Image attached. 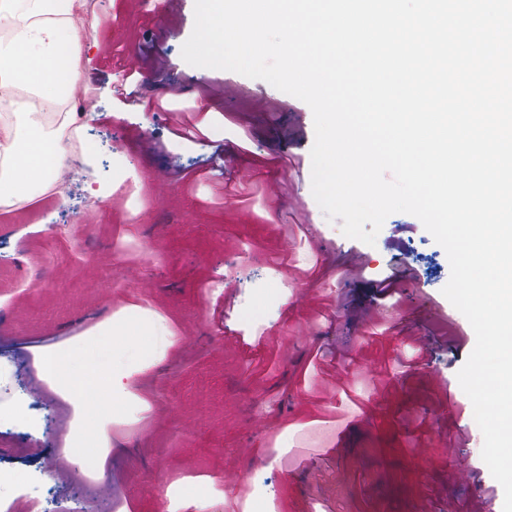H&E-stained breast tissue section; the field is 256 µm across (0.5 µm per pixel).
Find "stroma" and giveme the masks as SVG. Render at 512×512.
<instances>
[{
  "label": "stroma",
  "instance_id": "1",
  "mask_svg": "<svg viewBox=\"0 0 512 512\" xmlns=\"http://www.w3.org/2000/svg\"><path fill=\"white\" fill-rule=\"evenodd\" d=\"M193 26L194 0H180L171 26L150 0H100L78 36L93 101L81 178L39 222L27 202L0 212V353L17 363L16 386L39 383L50 350L110 320L145 308L161 326L151 364L123 356L129 406L106 422L95 469H54L74 407L48 385L33 408L0 405V469L11 477L0 499L15 512H169L173 491L200 497L199 512H415L424 487L433 512H502L457 380L474 331L442 293L445 251L405 213L386 219L375 245L345 237L312 195L309 106L266 81L188 65ZM132 61L146 96L181 88L189 101L195 84L211 88L205 141L115 99ZM218 166L263 190L220 199L201 177ZM163 175L173 185L159 187ZM127 178L129 195L89 210L85 197ZM399 224L415 230L396 234ZM351 253L366 259L360 273L346 270ZM397 260L415 273V294L377 299L372 281ZM450 320L467 339L458 350L438 339ZM336 342L362 365L347 382L367 403L338 451L310 458L301 434L349 404L340 388L318 392L314 349ZM446 401L453 413L441 421ZM229 462L241 476L230 492Z\"/></svg>",
  "mask_w": 512,
  "mask_h": 512
}]
</instances>
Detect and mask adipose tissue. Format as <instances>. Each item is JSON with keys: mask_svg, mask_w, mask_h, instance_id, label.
<instances>
[{"mask_svg": "<svg viewBox=\"0 0 512 512\" xmlns=\"http://www.w3.org/2000/svg\"><path fill=\"white\" fill-rule=\"evenodd\" d=\"M73 0H0V24L13 36L0 45V101L11 100L15 89L32 92L42 105L51 106L73 97L80 82L71 59L78 50L77 26L61 23L72 13ZM0 141V206L10 207L23 197L47 191L64 173L65 145L46 131L35 108H21ZM156 321L141 314L113 322L108 336L87 338L78 355L80 368L70 372L67 358H60L56 374L84 412V423L75 430L76 448H99L97 424L110 409L127 402L130 375L118 362V350L135 351L141 362L154 359Z\"/></svg>", "mask_w": 512, "mask_h": 512, "instance_id": "1", "label": "adipose tissue"}]
</instances>
